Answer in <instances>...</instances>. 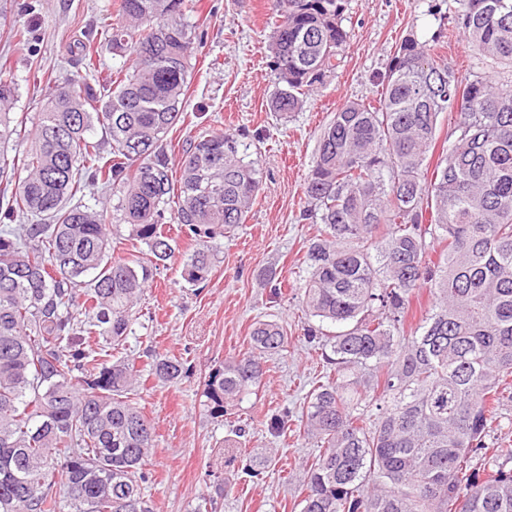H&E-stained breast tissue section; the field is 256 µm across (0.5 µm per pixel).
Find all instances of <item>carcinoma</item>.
<instances>
[{"label": "carcinoma", "mask_w": 512, "mask_h": 512, "mask_svg": "<svg viewBox=\"0 0 512 512\" xmlns=\"http://www.w3.org/2000/svg\"><path fill=\"white\" fill-rule=\"evenodd\" d=\"M190 0H118L112 51L131 53L98 91L65 85L47 97L23 157L28 175L0 209V512H154L155 427L136 401L139 370L121 355L132 310L175 252L167 223L198 242L183 279L206 283L207 240L245 223L263 174L241 136L202 133L173 178L165 136L184 111L196 26ZM345 0H270L275 89L269 111L301 109L335 75L349 40ZM453 28L500 65L461 82L431 42L403 40L380 75L378 104L347 101L323 128L305 183L304 217L319 225L305 262L303 305L336 377L311 389L304 434L318 455L302 465L301 512H512V443L485 446L512 377V0H466ZM14 77L0 72V178L5 144L22 130ZM456 137L432 178L426 160L438 116ZM112 141L104 153L90 133ZM112 190V208L84 188ZM137 249L110 257L109 221ZM442 246L438 261L429 242ZM144 245L147 250L139 249ZM425 286L434 307L410 335L402 317ZM252 350L212 370L213 418L259 388L288 337L259 320ZM148 375L176 383L187 361L149 355ZM365 392L378 415L358 413ZM241 432L224 462L249 479Z\"/></svg>", "instance_id": "carcinoma-1"}]
</instances>
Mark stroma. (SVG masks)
Listing matches in <instances>:
<instances>
[{"instance_id": "stroma-1", "label": "stroma", "mask_w": 512, "mask_h": 512, "mask_svg": "<svg viewBox=\"0 0 512 512\" xmlns=\"http://www.w3.org/2000/svg\"><path fill=\"white\" fill-rule=\"evenodd\" d=\"M10 21L0 24V69L13 75L18 117H33L48 94L64 83L100 86L130 60L112 52V0H16ZM197 23L192 69L180 122L166 137L179 157L189 137L202 131L246 133L251 157L263 171V190L245 224L210 240L217 266L206 287L181 276L195 241L178 236L173 258L158 270L135 308L126 340L128 355L145 366L147 352L181 357L191 375L176 384L146 381L137 402L155 425L152 477L144 494L154 512H197L210 498L217 512H300L304 497L297 476L318 452L303 433L304 397L331 370L320 345L302 328L310 316L302 303L304 258L316 227L305 220L307 176L320 133L350 99L378 101L380 74L409 36L427 41L447 36L442 57L459 80L478 72L475 54L452 30L463 0H347L343 27L350 35L334 76L304 98L288 121H277L267 102L274 89L267 48V0H193ZM26 38H19V31ZM97 61L85 71L83 49ZM281 325L285 351L273 355L258 394L214 419L202 396L209 373L225 359L251 349L257 320ZM289 410L281 437L268 431L272 415ZM243 430L245 448L268 453L262 480L249 482L224 469V438Z\"/></svg>"}]
</instances>
